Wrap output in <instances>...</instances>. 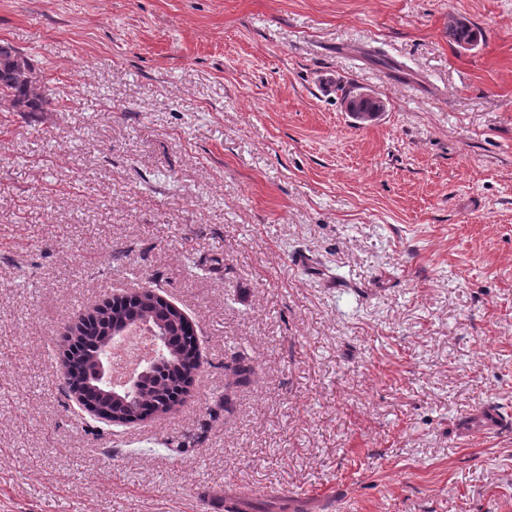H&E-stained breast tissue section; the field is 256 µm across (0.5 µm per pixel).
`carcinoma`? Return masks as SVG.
Instances as JSON below:
<instances>
[{"instance_id": "obj_1", "label": "carcinoma", "mask_w": 512, "mask_h": 512, "mask_svg": "<svg viewBox=\"0 0 512 512\" xmlns=\"http://www.w3.org/2000/svg\"><path fill=\"white\" fill-rule=\"evenodd\" d=\"M448 38L454 43L471 45L478 31L468 20L451 17ZM9 103L10 112H46L52 99L44 90L41 78L30 60L8 43L0 44V102ZM344 103L352 112H368L376 105L371 97L358 99L353 91L344 93ZM145 324L166 335L171 349L166 358L152 369L151 376L125 400L109 399L95 385L96 355L99 347L127 326ZM77 343L66 352L67 375L64 388L86 390L89 400L100 408L131 417H145L172 409L193 384L200 369L196 336L191 326L182 321L179 308L160 301L147 289L144 293L116 299L105 310L85 315L71 326ZM230 370L236 383L250 381L253 369L240 355L233 357Z\"/></svg>"}]
</instances>
